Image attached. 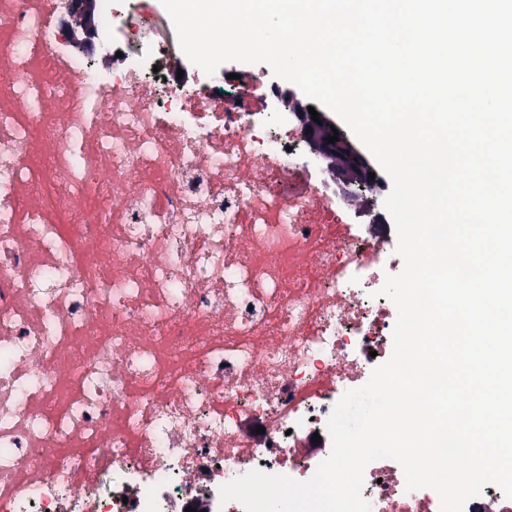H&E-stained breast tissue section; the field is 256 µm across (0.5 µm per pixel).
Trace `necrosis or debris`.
Listing matches in <instances>:
<instances>
[{"label":"necrosis or debris","instance_id":"necrosis-or-debris-1","mask_svg":"<svg viewBox=\"0 0 512 512\" xmlns=\"http://www.w3.org/2000/svg\"><path fill=\"white\" fill-rule=\"evenodd\" d=\"M62 0H0V512H178L259 470L309 480L398 318L387 255L256 95L172 78L100 0L122 72L67 51ZM371 512H441L392 459Z\"/></svg>","mask_w":512,"mask_h":512}]
</instances>
